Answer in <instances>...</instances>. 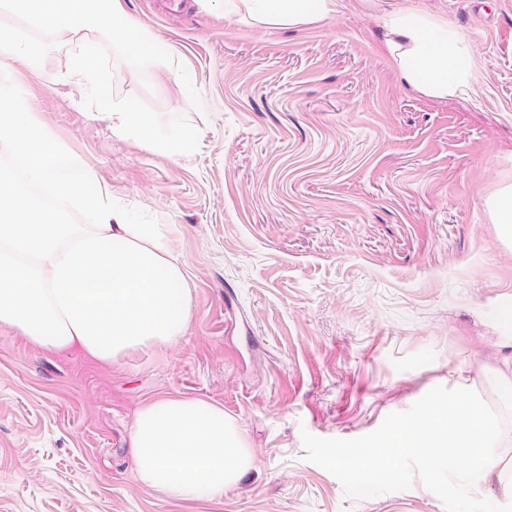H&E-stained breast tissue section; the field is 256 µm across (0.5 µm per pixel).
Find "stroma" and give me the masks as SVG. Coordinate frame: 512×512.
<instances>
[{"label":"stroma","instance_id":"35a3bbf8","mask_svg":"<svg viewBox=\"0 0 512 512\" xmlns=\"http://www.w3.org/2000/svg\"><path fill=\"white\" fill-rule=\"evenodd\" d=\"M175 64H113L116 95L181 115L198 149L171 159L93 118L57 35L11 81L135 224H172L193 283L187 336L107 366L0 329V512H482L416 457L355 490L357 452L458 378L502 433L491 315L512 295V249L485 205L512 182V0H341L328 19L259 29L220 0H123ZM448 18L475 80L439 100L393 68L380 19ZM186 68L193 106L176 78ZM224 408L252 468L219 502L139 485L128 439L146 400Z\"/></svg>","mask_w":512,"mask_h":512}]
</instances>
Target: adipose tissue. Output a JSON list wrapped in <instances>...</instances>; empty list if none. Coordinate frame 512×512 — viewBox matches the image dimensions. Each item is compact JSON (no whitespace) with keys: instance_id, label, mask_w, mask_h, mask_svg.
Here are the masks:
<instances>
[{"instance_id":"1","label":"adipose tissue","mask_w":512,"mask_h":512,"mask_svg":"<svg viewBox=\"0 0 512 512\" xmlns=\"http://www.w3.org/2000/svg\"><path fill=\"white\" fill-rule=\"evenodd\" d=\"M336 10V0H224L226 18L271 28L315 23ZM382 27L407 85L438 99L470 87L464 37L447 19L400 9ZM74 207L77 222L69 218ZM191 318L174 226L131 223L40 114L0 85V327L114 364L178 345ZM400 447L424 463L426 477L444 454L476 495L495 503L512 494V443L467 384L359 456L342 448L336 456L358 475L367 466L391 472ZM130 448L138 482L182 501L222 498L252 466L223 407L200 397L147 402Z\"/></svg>"}]
</instances>
